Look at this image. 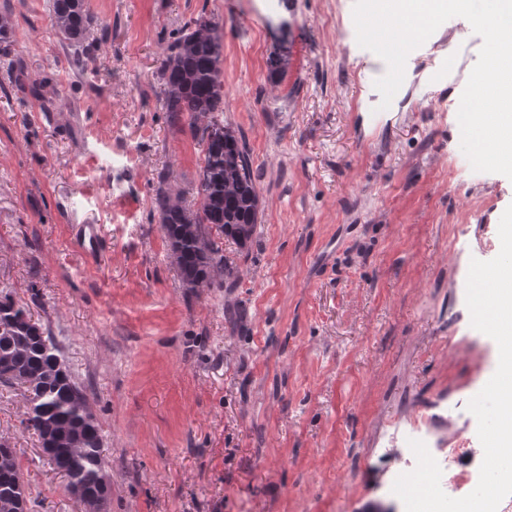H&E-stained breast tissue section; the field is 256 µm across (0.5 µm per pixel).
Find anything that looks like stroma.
Instances as JSON below:
<instances>
[{"label": "stroma", "instance_id": "stroma-1", "mask_svg": "<svg viewBox=\"0 0 512 512\" xmlns=\"http://www.w3.org/2000/svg\"><path fill=\"white\" fill-rule=\"evenodd\" d=\"M0 291L28 306L91 396L108 512H367L406 438L483 448L467 403L498 365L466 305L471 259L500 251L512 180L473 171L462 92L482 38L461 17L409 55L388 109L385 62L354 0H84L100 42L62 41L52 0H0ZM223 27L224 121L260 196L234 287L187 288L153 210L158 172L196 203L201 147L163 110L167 47L199 15ZM288 43L286 73L267 60ZM101 225L85 259L77 227ZM21 390L0 386V443L28 512H81Z\"/></svg>", "mask_w": 512, "mask_h": 512}]
</instances>
